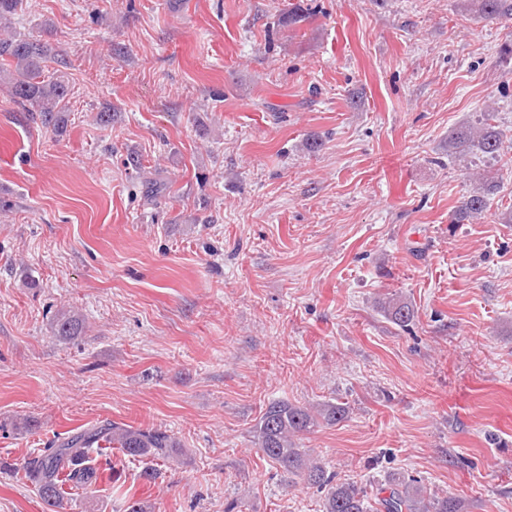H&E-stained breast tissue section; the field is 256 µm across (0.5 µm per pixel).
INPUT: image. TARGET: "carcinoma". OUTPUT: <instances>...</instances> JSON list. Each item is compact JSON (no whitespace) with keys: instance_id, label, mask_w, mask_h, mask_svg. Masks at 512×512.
<instances>
[{"instance_id":"obj_1","label":"carcinoma","mask_w":512,"mask_h":512,"mask_svg":"<svg viewBox=\"0 0 512 512\" xmlns=\"http://www.w3.org/2000/svg\"><path fill=\"white\" fill-rule=\"evenodd\" d=\"M462 2L486 19L512 20V0ZM21 4L22 0H0V84L35 113L43 128L59 134L67 125L69 112L70 85L63 72L69 62L52 42L16 30L14 19ZM484 116L480 127L462 125L451 130L448 145L459 153L476 151L495 158L511 153L512 147L504 144L501 132L490 123L491 112ZM495 190V180L478 178L476 187L453 212L451 223L462 224L484 215ZM378 305L396 327L407 330L415 324L416 311L407 299L391 295ZM51 329L56 336L72 338L81 334L83 319L72 310H60ZM349 415L350 406L338 398L315 406L272 400L252 427V443L288 478L326 489L324 512H465L460 498L430 492L420 479L405 474L394 473L370 488L356 482H334V476L301 447V440L315 428L338 425ZM111 448L133 458L153 456L168 461L181 455V445L165 430L106 421L52 442L29 459L25 477L38 486L47 512H63V486L86 489L96 484L99 468L90 464L89 454L103 455Z\"/></svg>"}]
</instances>
